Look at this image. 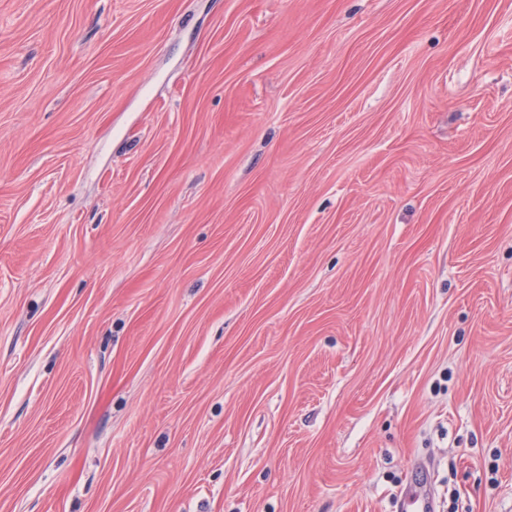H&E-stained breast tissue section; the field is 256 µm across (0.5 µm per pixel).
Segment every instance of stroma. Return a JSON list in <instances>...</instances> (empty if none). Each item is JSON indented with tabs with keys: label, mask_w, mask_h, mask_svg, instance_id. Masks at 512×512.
Instances as JSON below:
<instances>
[{
	"label": "stroma",
	"mask_w": 512,
	"mask_h": 512,
	"mask_svg": "<svg viewBox=\"0 0 512 512\" xmlns=\"http://www.w3.org/2000/svg\"><path fill=\"white\" fill-rule=\"evenodd\" d=\"M512 512V0H0V512ZM432 494L430 489L425 486H414L406 492L403 500V510L405 512H429L431 511Z\"/></svg>",
	"instance_id": "stroma-1"
}]
</instances>
